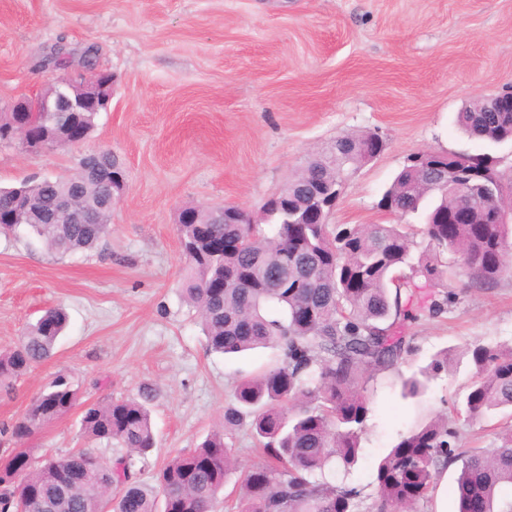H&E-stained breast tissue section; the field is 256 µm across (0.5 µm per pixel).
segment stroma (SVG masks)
<instances>
[{
    "label": "stroma",
    "mask_w": 512,
    "mask_h": 512,
    "mask_svg": "<svg viewBox=\"0 0 512 512\" xmlns=\"http://www.w3.org/2000/svg\"><path fill=\"white\" fill-rule=\"evenodd\" d=\"M58 44L97 46L98 69L114 77L110 108L78 145L0 148V186L69 176L83 156L109 151L125 163L128 188L96 250L61 257L0 236V350L48 307L68 314L53 356L0 390V425L57 376L77 391L76 405L23 445L0 436V460L90 446L112 458L116 444L84 436L83 409L135 397L156 439L135 470L153 486L168 460L221 429L235 382L276 360L270 347L208 350L184 293L182 209L259 210L313 154L364 131L385 147L347 182L331 223H398L378 201L422 150L488 151L512 175V140L487 146L456 121L465 103L512 89V0H0V105L51 85L57 71L39 63ZM465 283L453 278L447 314L414 326L412 361L368 383L364 458L335 474L362 491L360 512H371L376 459L412 423L444 413L470 367L450 368L417 402L401 398V377L447 347L512 341V278Z\"/></svg>",
    "instance_id": "1"
}]
</instances>
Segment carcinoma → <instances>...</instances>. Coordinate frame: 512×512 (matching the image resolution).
Here are the masks:
<instances>
[{
  "instance_id": "1",
  "label": "carcinoma",
  "mask_w": 512,
  "mask_h": 512,
  "mask_svg": "<svg viewBox=\"0 0 512 512\" xmlns=\"http://www.w3.org/2000/svg\"><path fill=\"white\" fill-rule=\"evenodd\" d=\"M94 113H63L60 123L83 136ZM459 123L487 143L512 139V112H489L484 100L465 104ZM38 134L26 112H0V138L20 126ZM381 148L373 132L344 135L307 162L285 193L288 207L263 208L256 224H226L211 209L191 207L179 218L178 233L189 265L187 299L198 309L210 349L224 355L260 346L279 350V359L256 376L237 381L224 408V430L209 434L191 451L165 463L158 485L148 490L136 479L135 457L155 446L150 411L136 398L109 399L85 406L82 429L92 440L116 442L126 452L93 465L94 453L79 450L45 455L27 464L23 452L0 467V512H215L230 474L237 470L233 433L249 426L264 460L240 471L237 512H358L360 491L324 477L333 462L344 470L359 461L371 401L368 372L393 369L415 354L410 329L422 315L414 303L416 278L437 288L428 314L440 317L455 303L456 276L441 255L463 258L467 286L489 289L512 277V225L489 222L488 208L507 209L502 191L489 202L437 188L440 168L453 169L455 155L425 156L407 164L385 190L388 211L406 216L422 199L437 193L421 233L427 246L412 254V224H303L313 191L338 184L348 170ZM485 153L468 155L470 178L488 171ZM124 169L110 152L81 163L79 171L54 182L25 181L0 188V234L25 233L65 256L91 250L106 234L111 187L99 173ZM92 209L95 224H52L54 202L68 194ZM66 316L49 308L24 332L19 344L0 351V388L36 363L50 358ZM472 375L462 402L452 412L474 424L508 421L491 451L464 447L456 422L438 416L399 435L376 465L374 512H402L427 498L444 470L458 475L453 493L458 512L469 500L484 501L488 512H512V343H468ZM453 353L443 350L402 381V396L415 398L448 371ZM77 393L63 376L28 405L11 428L18 442L68 412Z\"/></svg>"
}]
</instances>
